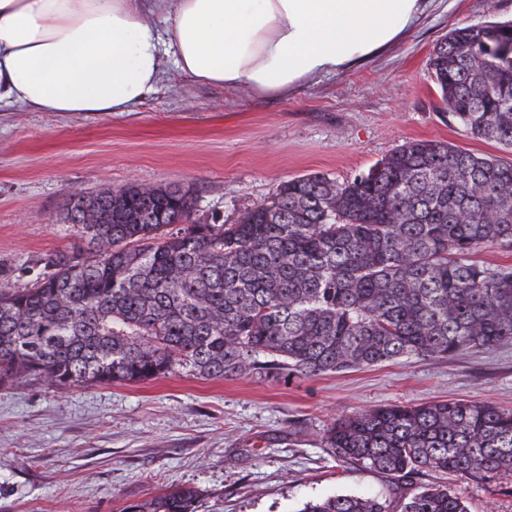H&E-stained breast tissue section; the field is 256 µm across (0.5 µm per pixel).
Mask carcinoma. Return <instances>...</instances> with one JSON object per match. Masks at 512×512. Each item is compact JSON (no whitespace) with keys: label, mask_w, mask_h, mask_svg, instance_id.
I'll use <instances>...</instances> for the list:
<instances>
[{"label":"carcinoma","mask_w":512,"mask_h":512,"mask_svg":"<svg viewBox=\"0 0 512 512\" xmlns=\"http://www.w3.org/2000/svg\"><path fill=\"white\" fill-rule=\"evenodd\" d=\"M512 21L451 29L429 68L439 109L512 148ZM190 188L75 192L65 251L26 288L0 287V381L139 383L182 367L206 379L343 373L512 342V163L414 140L343 182L282 181L234 224L193 221ZM336 460L381 472L395 501L333 495L300 512H468L425 470L512 471V411L473 400L373 406L333 420ZM191 487L126 512H196Z\"/></svg>","instance_id":"1"}]
</instances>
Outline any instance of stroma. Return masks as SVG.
<instances>
[{
	"instance_id": "stroma-1",
	"label": "stroma",
	"mask_w": 512,
	"mask_h": 512,
	"mask_svg": "<svg viewBox=\"0 0 512 512\" xmlns=\"http://www.w3.org/2000/svg\"><path fill=\"white\" fill-rule=\"evenodd\" d=\"M512 19V0H432L395 46L282 96L201 85L165 59L158 91L122 114L0 104V286L48 273L80 239L70 193L129 183L193 191V218L235 223L289 178H353L406 142L439 140L512 162L439 109L429 56L455 27ZM465 399L512 410V343L401 358L345 373L203 379L179 369L136 384L56 390L0 384V512H123L190 486L197 512H298L334 494H387L389 479L334 457L336 417L389 403ZM469 512H512V472H425Z\"/></svg>"
}]
</instances>
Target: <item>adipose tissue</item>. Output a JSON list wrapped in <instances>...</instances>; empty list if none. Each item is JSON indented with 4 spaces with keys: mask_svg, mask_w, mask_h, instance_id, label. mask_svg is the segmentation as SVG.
<instances>
[{
    "mask_svg": "<svg viewBox=\"0 0 512 512\" xmlns=\"http://www.w3.org/2000/svg\"><path fill=\"white\" fill-rule=\"evenodd\" d=\"M430 0H0V102L123 113L156 93L163 57L200 84L280 95L395 44Z\"/></svg>",
    "mask_w": 512,
    "mask_h": 512,
    "instance_id": "obj_1",
    "label": "adipose tissue"
}]
</instances>
